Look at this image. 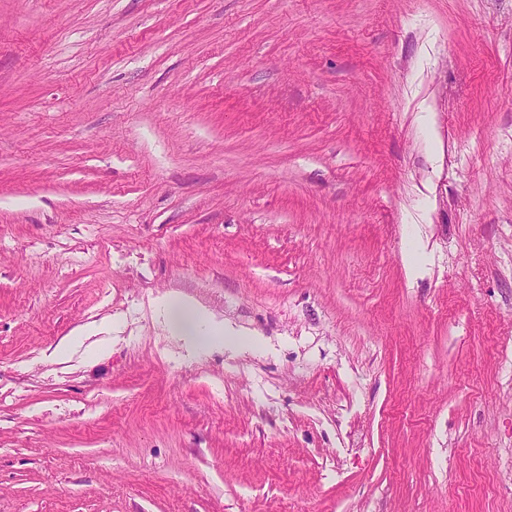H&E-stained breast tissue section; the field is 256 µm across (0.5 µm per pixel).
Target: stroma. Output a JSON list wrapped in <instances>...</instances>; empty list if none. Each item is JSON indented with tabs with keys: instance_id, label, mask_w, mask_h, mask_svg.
<instances>
[{
	"instance_id": "1",
	"label": "stroma",
	"mask_w": 512,
	"mask_h": 512,
	"mask_svg": "<svg viewBox=\"0 0 512 512\" xmlns=\"http://www.w3.org/2000/svg\"><path fill=\"white\" fill-rule=\"evenodd\" d=\"M0 512H512V0H0Z\"/></svg>"
}]
</instances>
